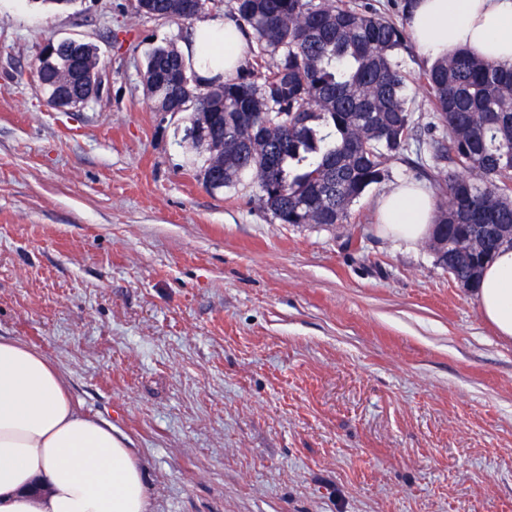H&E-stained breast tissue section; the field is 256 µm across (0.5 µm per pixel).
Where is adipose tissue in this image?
<instances>
[{
	"label": "adipose tissue",
	"mask_w": 512,
	"mask_h": 512,
	"mask_svg": "<svg viewBox=\"0 0 512 512\" xmlns=\"http://www.w3.org/2000/svg\"><path fill=\"white\" fill-rule=\"evenodd\" d=\"M406 31L433 59L466 47L512 65V0H412ZM245 37L230 19L196 28L184 48L202 77L232 75ZM388 234L408 244L428 237L434 203L403 183L377 200ZM483 318L512 339V249L485 266L475 290ZM148 492L127 439L80 413L58 371L39 353L0 337V512H147Z\"/></svg>",
	"instance_id": "ef3b65f1"
}]
</instances>
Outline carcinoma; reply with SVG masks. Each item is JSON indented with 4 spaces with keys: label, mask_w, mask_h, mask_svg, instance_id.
Listing matches in <instances>:
<instances>
[{
    "label": "carcinoma",
    "mask_w": 512,
    "mask_h": 512,
    "mask_svg": "<svg viewBox=\"0 0 512 512\" xmlns=\"http://www.w3.org/2000/svg\"><path fill=\"white\" fill-rule=\"evenodd\" d=\"M197 0H142L141 14L190 20ZM230 16L247 36L249 57L234 76L187 74L174 45L147 55L143 83L158 112L177 100L190 113L188 139L201 156L195 176L216 190L245 176L259 207L277 224L347 222L366 190L384 180L389 160L418 144L417 174L435 190L433 250L459 287L475 288L486 262L512 246V67L465 49L422 70L433 109L420 139L407 75L397 61L404 24L353 0H232ZM50 60L90 42H52ZM209 112V139L195 121ZM495 224L498 236L480 225Z\"/></svg>",
    "instance_id": "1"
}]
</instances>
